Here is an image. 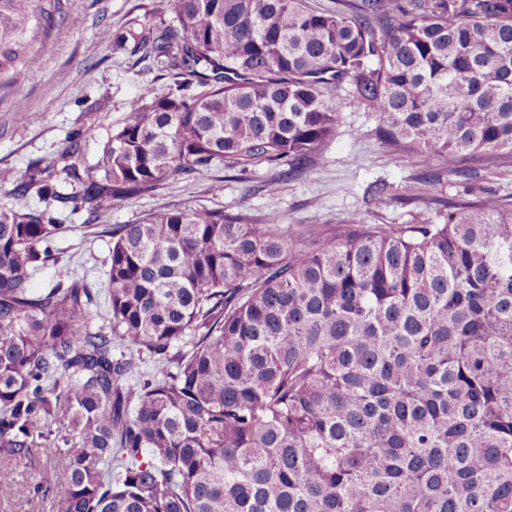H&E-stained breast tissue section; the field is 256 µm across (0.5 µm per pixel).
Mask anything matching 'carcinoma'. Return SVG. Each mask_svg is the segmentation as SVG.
Masks as SVG:
<instances>
[{
  "mask_svg": "<svg viewBox=\"0 0 512 512\" xmlns=\"http://www.w3.org/2000/svg\"><path fill=\"white\" fill-rule=\"evenodd\" d=\"M60 9L0 0V85L40 66ZM165 12L101 38L133 41L167 91L142 90L94 166L70 136L61 171L31 161L0 183L90 220L218 162L278 169L273 194L347 99L418 162L368 195L420 211L312 231L160 211L102 227L106 288L64 270L37 293L68 225L0 205V457L64 460L53 512H512V203L445 191L512 158V0Z\"/></svg>",
  "mask_w": 512,
  "mask_h": 512,
  "instance_id": "1",
  "label": "carcinoma"
}]
</instances>
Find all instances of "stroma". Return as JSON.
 Returning a JSON list of instances; mask_svg holds the SVG:
<instances>
[{
    "instance_id": "obj_1",
    "label": "stroma",
    "mask_w": 512,
    "mask_h": 512,
    "mask_svg": "<svg viewBox=\"0 0 512 512\" xmlns=\"http://www.w3.org/2000/svg\"><path fill=\"white\" fill-rule=\"evenodd\" d=\"M164 0H63L61 22L50 36L35 45L39 68L23 71L0 87V168L22 169L33 160H57L68 135L80 137L86 165H93L101 143L136 100L142 87L165 89L167 81L147 61L137 60L129 49L101 40V27L122 33L139 23L159 20ZM33 112L37 121L25 119ZM369 113L345 106L335 137L323 143L315 163L296 177L280 183L275 193L263 191L274 177L273 169L259 165L239 175L215 165L204 179L187 178L161 185L151 194L102 209L101 224H134L149 214L172 209H221L255 218L279 214L284 224L306 227L334 224L352 211H360L369 224H407L414 206L380 205L367 201L366 187L382 180L398 184L416 170L413 162L391 156L368 131ZM0 203L33 211L50 210L68 229L52 241V256L35 273L32 286L51 288L59 270L87 276L103 285V260L107 238L85 228V212L71 213L59 203L42 201L36 190L14 195L11 186L0 187ZM48 481L52 489L62 483L60 462H25L15 466L16 484L0 494V512H53L51 498H29L30 486Z\"/></svg>"
}]
</instances>
